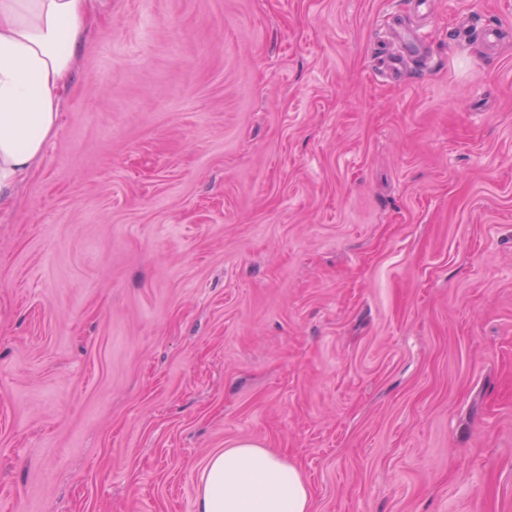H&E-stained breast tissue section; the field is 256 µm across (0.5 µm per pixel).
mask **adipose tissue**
<instances>
[{"instance_id": "1", "label": "adipose tissue", "mask_w": 512, "mask_h": 512, "mask_svg": "<svg viewBox=\"0 0 512 512\" xmlns=\"http://www.w3.org/2000/svg\"><path fill=\"white\" fill-rule=\"evenodd\" d=\"M95 0H0V213L58 130ZM197 512H314L303 472L250 441L210 454Z\"/></svg>"}]
</instances>
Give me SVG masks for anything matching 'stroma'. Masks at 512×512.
I'll return each instance as SVG.
<instances>
[{"mask_svg":"<svg viewBox=\"0 0 512 512\" xmlns=\"http://www.w3.org/2000/svg\"><path fill=\"white\" fill-rule=\"evenodd\" d=\"M59 124L0 216V512H196L241 440L316 512H512V0H102Z\"/></svg>","mask_w":512,"mask_h":512,"instance_id":"stroma-1","label":"stroma"}]
</instances>
